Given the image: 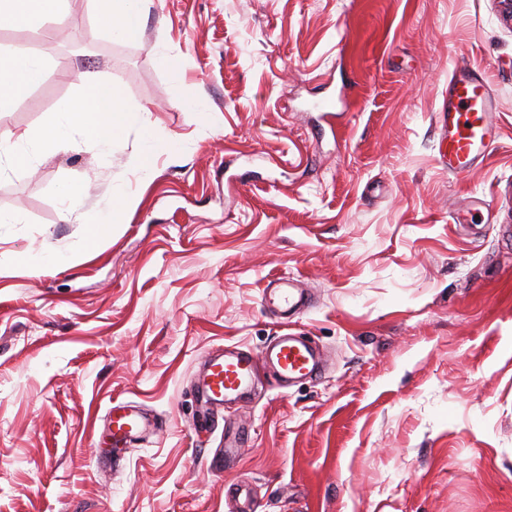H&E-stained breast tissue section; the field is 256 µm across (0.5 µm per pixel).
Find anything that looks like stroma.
Masks as SVG:
<instances>
[{
    "instance_id": "stroma-1",
    "label": "stroma",
    "mask_w": 512,
    "mask_h": 512,
    "mask_svg": "<svg viewBox=\"0 0 512 512\" xmlns=\"http://www.w3.org/2000/svg\"><path fill=\"white\" fill-rule=\"evenodd\" d=\"M0 130L47 125L90 80L148 110L112 155L21 144L0 172V512H512V23L498 0H147L116 41L92 0ZM80 36L89 48L70 49ZM458 63L483 70L499 137L449 177L438 114ZM180 67V81L171 70ZM335 109L313 108L323 97ZM161 145L150 175L144 139ZM123 187V223L90 229ZM83 191L67 211L64 192ZM485 204L473 223L452 214ZM292 280L297 319L263 299ZM321 376L268 380L206 413L205 357L280 333ZM160 424L120 467L113 400ZM235 459L210 467L225 437Z\"/></svg>"
}]
</instances>
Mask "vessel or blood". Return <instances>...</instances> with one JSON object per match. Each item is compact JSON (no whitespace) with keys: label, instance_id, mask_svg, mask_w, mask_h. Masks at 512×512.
Masks as SVG:
<instances>
[{"label":"vessel or blood","instance_id":"obj_1","mask_svg":"<svg viewBox=\"0 0 512 512\" xmlns=\"http://www.w3.org/2000/svg\"><path fill=\"white\" fill-rule=\"evenodd\" d=\"M497 102L484 75L467 65H456L448 80V98L444 105L442 141L445 145L448 173L458 176L480 166L490 145L498 136L495 121ZM273 367L286 379L316 376V354L296 337L284 334L261 357L216 351L206 361L202 397L220 407L225 400L245 395L252 387L260 365ZM108 435L112 445V464L120 466L124 449L144 435L158 430L136 406L116 403L109 407Z\"/></svg>","mask_w":512,"mask_h":512}]
</instances>
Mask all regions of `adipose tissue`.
<instances>
[{
  "instance_id": "obj_1",
  "label": "adipose tissue",
  "mask_w": 512,
  "mask_h": 512,
  "mask_svg": "<svg viewBox=\"0 0 512 512\" xmlns=\"http://www.w3.org/2000/svg\"><path fill=\"white\" fill-rule=\"evenodd\" d=\"M66 0H0V20L17 27L59 15ZM97 15L113 39L131 40L139 33L144 0H94ZM44 56L23 49L0 52V113L11 111L41 77ZM145 107L126 104L121 90L112 83H85L81 96L69 104L54 123L16 133L0 132V161L24 167L20 139L47 143L61 150L82 148L100 155L111 154L124 132L147 128Z\"/></svg>"
}]
</instances>
